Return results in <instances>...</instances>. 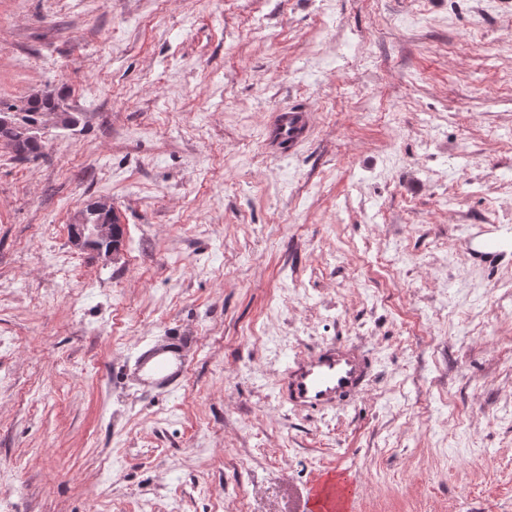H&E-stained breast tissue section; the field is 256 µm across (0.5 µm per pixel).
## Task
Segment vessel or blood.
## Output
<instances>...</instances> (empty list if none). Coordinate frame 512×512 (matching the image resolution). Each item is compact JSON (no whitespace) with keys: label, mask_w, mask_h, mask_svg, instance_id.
I'll use <instances>...</instances> for the list:
<instances>
[{"label":"vessel or blood","mask_w":512,"mask_h":512,"mask_svg":"<svg viewBox=\"0 0 512 512\" xmlns=\"http://www.w3.org/2000/svg\"><path fill=\"white\" fill-rule=\"evenodd\" d=\"M309 112L289 109L276 113L266 130V142L275 150L295 148L309 134ZM370 365L350 344H327L288 365L281 384L285 403L308 411H322L357 395L364 387ZM356 492L353 483L333 476L317 489V512H350Z\"/></svg>","instance_id":"obj_1"}]
</instances>
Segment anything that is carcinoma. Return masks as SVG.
I'll use <instances>...</instances> for the list:
<instances>
[{
	"mask_svg": "<svg viewBox=\"0 0 512 512\" xmlns=\"http://www.w3.org/2000/svg\"><path fill=\"white\" fill-rule=\"evenodd\" d=\"M2 112L14 114L16 129L11 135L12 149L15 157L22 161L35 159L42 154L45 147L42 130L46 116L59 117L63 126L75 123V118L63 108L62 95L52 91L34 93L19 105L0 101V113ZM82 224H110L112 233L107 238L91 239L81 235ZM71 234L82 245L98 252L109 253L120 248L123 230L114 216L112 206L106 202H97L88 205L81 212V218L71 225Z\"/></svg>",
	"mask_w": 512,
	"mask_h": 512,
	"instance_id": "cac0c4a2",
	"label": "carcinoma"
}]
</instances>
